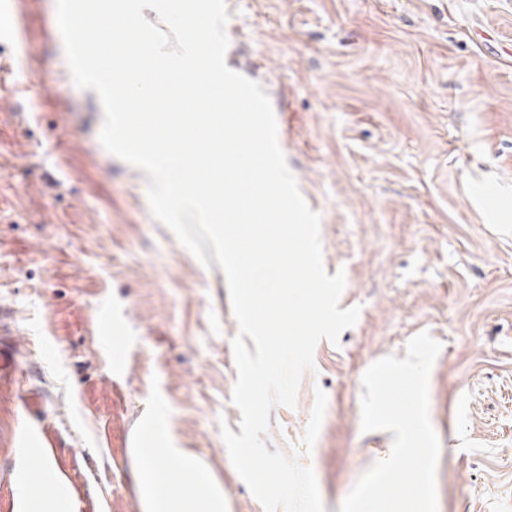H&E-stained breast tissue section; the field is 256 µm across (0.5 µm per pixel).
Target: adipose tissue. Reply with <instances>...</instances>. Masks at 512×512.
<instances>
[{
    "mask_svg": "<svg viewBox=\"0 0 512 512\" xmlns=\"http://www.w3.org/2000/svg\"><path fill=\"white\" fill-rule=\"evenodd\" d=\"M159 418L147 421L140 432L139 482L147 512H224V495L210 477L201 474L183 449L165 445ZM176 458V466L166 465V458ZM38 479L52 486L53 496L40 499L35 512H61L62 502L73 492L66 477L52 462L49 449H36Z\"/></svg>",
    "mask_w": 512,
    "mask_h": 512,
    "instance_id": "1",
    "label": "adipose tissue"
}]
</instances>
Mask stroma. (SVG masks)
I'll list each match as a JSON object with an SVG mask.
<instances>
[{"label":"stroma","instance_id":"35a3bbf8","mask_svg":"<svg viewBox=\"0 0 512 512\" xmlns=\"http://www.w3.org/2000/svg\"><path fill=\"white\" fill-rule=\"evenodd\" d=\"M226 6V64L268 94L324 266L346 273L340 306L361 309L339 345H317L297 407L274 405L267 449L312 468L339 512L393 439L360 428L362 376L426 331L442 345L438 512H512V0ZM39 80L57 93L33 100ZM0 95L18 104L0 115V302L26 331L21 361L0 340V512H26L36 447L80 512H144L135 448L151 415L209 472L224 512H263L220 431L241 421L225 275L152 215L144 172L101 145L56 0H28L18 19L0 8ZM103 305L137 347L113 348L120 373L90 334Z\"/></svg>","mask_w":512,"mask_h":512}]
</instances>
